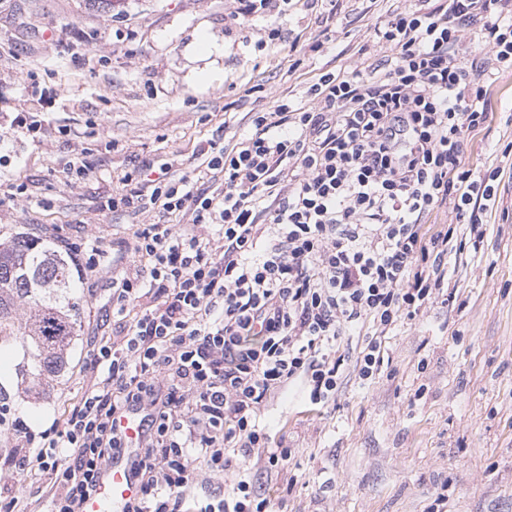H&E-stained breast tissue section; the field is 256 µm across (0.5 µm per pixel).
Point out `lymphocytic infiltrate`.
<instances>
[{
  "instance_id": "f902f5d3",
  "label": "lymphocytic infiltrate",
  "mask_w": 512,
  "mask_h": 512,
  "mask_svg": "<svg viewBox=\"0 0 512 512\" xmlns=\"http://www.w3.org/2000/svg\"><path fill=\"white\" fill-rule=\"evenodd\" d=\"M373 39L377 64L323 72L305 98L251 113L248 132H216L200 150L207 187L166 164L120 177L111 210L157 220L135 226L138 263L112 280L118 330L91 341L82 401L63 429L18 437L14 467L41 471L46 512H83L130 446L125 512H174L198 488V512H275L252 481L292 454L264 419L273 402L298 384L330 405L348 368L374 383L387 336L455 299L448 256L496 203L497 172L464 147L494 76L512 75V0H418ZM445 207L454 222L424 231ZM129 412L144 421L134 446L115 425Z\"/></svg>"
}]
</instances>
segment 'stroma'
Segmentation results:
<instances>
[{
    "label": "stroma",
    "mask_w": 512,
    "mask_h": 512,
    "mask_svg": "<svg viewBox=\"0 0 512 512\" xmlns=\"http://www.w3.org/2000/svg\"><path fill=\"white\" fill-rule=\"evenodd\" d=\"M404 5L292 0L286 14L235 25L234 0H0V238L98 248L93 258L72 255L81 327L70 366L33 394L16 376L21 350L0 349L9 365L0 385L14 397L0 426V475L10 476L0 505L41 512L39 471L9 462L13 426L37 434L79 405L88 342L112 331V276L133 262L134 225L155 219L106 210L120 177L145 161L168 163L199 188L200 150L218 126L238 132L277 94L303 96L320 67L373 63V25ZM328 29L334 40L311 52ZM42 94L54 104L38 112L37 135L12 128L15 107ZM489 106L466 161L500 170L497 203L477 248L448 258L457 303L387 337L391 379L364 386L347 374L324 412L308 410L299 389L281 397L268 421L292 456L278 477L258 478L278 486L281 512H427L443 489L448 512H512V156L502 154L512 142V76L496 81ZM78 158L93 167L68 179L64 168Z\"/></svg>",
    "instance_id": "1"
}]
</instances>
